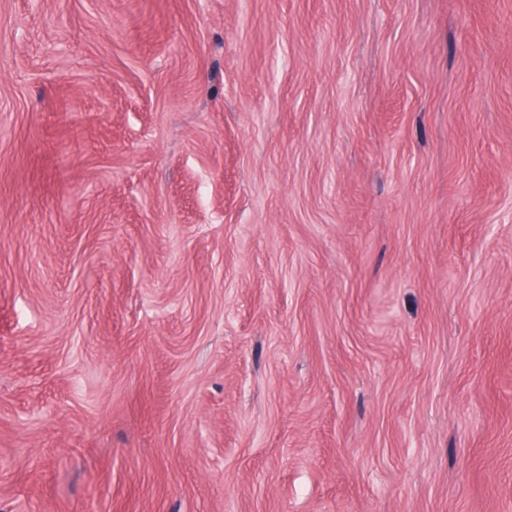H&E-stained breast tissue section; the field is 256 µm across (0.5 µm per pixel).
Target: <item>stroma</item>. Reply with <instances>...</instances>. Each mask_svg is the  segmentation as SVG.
Returning a JSON list of instances; mask_svg holds the SVG:
<instances>
[{
	"instance_id": "1",
	"label": "stroma",
	"mask_w": 512,
	"mask_h": 512,
	"mask_svg": "<svg viewBox=\"0 0 512 512\" xmlns=\"http://www.w3.org/2000/svg\"><path fill=\"white\" fill-rule=\"evenodd\" d=\"M0 512H512V0H0Z\"/></svg>"
}]
</instances>
